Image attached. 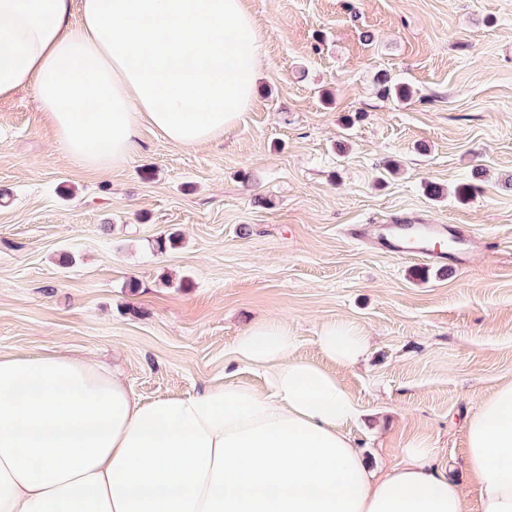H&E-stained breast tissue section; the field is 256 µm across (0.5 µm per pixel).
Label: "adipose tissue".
<instances>
[{
    "label": "adipose tissue",
    "instance_id": "adipose-tissue-1",
    "mask_svg": "<svg viewBox=\"0 0 512 512\" xmlns=\"http://www.w3.org/2000/svg\"><path fill=\"white\" fill-rule=\"evenodd\" d=\"M263 37L243 0H0V98L31 89L60 150L124 164L141 126L180 147L236 130ZM324 362L294 357L261 320L238 362L267 391L215 382L139 399L121 374L65 354L0 357V512H466L425 444L371 470L346 430L357 404L326 361L356 364L368 336L322 325ZM480 512H512V380L464 420Z\"/></svg>",
    "mask_w": 512,
    "mask_h": 512
}]
</instances>
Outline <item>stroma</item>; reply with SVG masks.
I'll list each match as a JSON object with an SVG mask.
<instances>
[{
  "instance_id": "stroma-1",
  "label": "stroma",
  "mask_w": 512,
  "mask_h": 512,
  "mask_svg": "<svg viewBox=\"0 0 512 512\" xmlns=\"http://www.w3.org/2000/svg\"><path fill=\"white\" fill-rule=\"evenodd\" d=\"M245 6L262 77L223 139L182 148L145 126L123 165L88 168L30 92L0 100V356L84 357L144 401L220 376L263 392L233 348L278 319L352 394L371 467L427 441L479 512L461 422L512 378V0ZM384 75L409 99L381 95ZM408 218L484 245L451 270L345 236ZM330 321L369 336L364 360L326 361Z\"/></svg>"
}]
</instances>
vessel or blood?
Returning a JSON list of instances; mask_svg holds the SVG:
<instances>
[{
    "label": "vessel or blood",
    "instance_id": "vessel-or-blood-1",
    "mask_svg": "<svg viewBox=\"0 0 512 512\" xmlns=\"http://www.w3.org/2000/svg\"><path fill=\"white\" fill-rule=\"evenodd\" d=\"M348 237L397 255L419 254L429 262L465 266L480 240L459 224H363L347 230Z\"/></svg>",
    "mask_w": 512,
    "mask_h": 512
}]
</instances>
